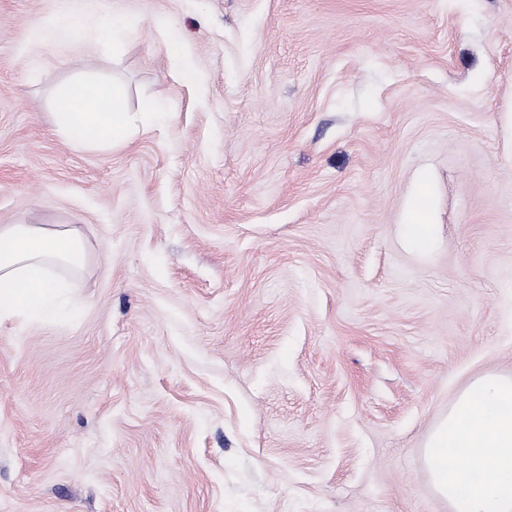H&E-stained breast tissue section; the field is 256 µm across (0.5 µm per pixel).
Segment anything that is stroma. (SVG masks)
I'll return each instance as SVG.
<instances>
[{
  "label": "stroma",
  "instance_id": "stroma-1",
  "mask_svg": "<svg viewBox=\"0 0 512 512\" xmlns=\"http://www.w3.org/2000/svg\"><path fill=\"white\" fill-rule=\"evenodd\" d=\"M63 2L0 0V226L89 251L71 319L0 324V512H448L425 436L512 375V0H83L23 50ZM89 67L109 152L54 127ZM85 24L86 19L81 11L66 7L60 11L53 24L28 28L25 31V42L31 47L68 44ZM54 108L57 129L72 147L112 151L132 134L134 119L125 106L124 88L104 81L94 69H86L78 81L63 88ZM428 182V176L423 175L419 192L409 202L407 224H402L405 241L421 253L430 251L435 241L431 227L429 196L422 191Z\"/></svg>",
  "mask_w": 512,
  "mask_h": 512
}]
</instances>
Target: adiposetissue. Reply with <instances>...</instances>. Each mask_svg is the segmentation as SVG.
I'll return each instance as SVG.
<instances>
[{
	"mask_svg": "<svg viewBox=\"0 0 512 512\" xmlns=\"http://www.w3.org/2000/svg\"><path fill=\"white\" fill-rule=\"evenodd\" d=\"M85 24L81 11L67 7L53 24L28 28L25 41L31 47L67 44ZM54 108L57 129L72 147L108 151L132 134L123 87L94 69L63 88ZM402 233L415 250L432 249L427 194L411 198ZM88 261L76 227L0 226V322L64 319L75 305L71 282ZM425 446L433 489L450 512H512V376L477 378L428 431Z\"/></svg>",
	"mask_w": 512,
	"mask_h": 512,
	"instance_id": "1",
	"label": "adipose tissue"
}]
</instances>
